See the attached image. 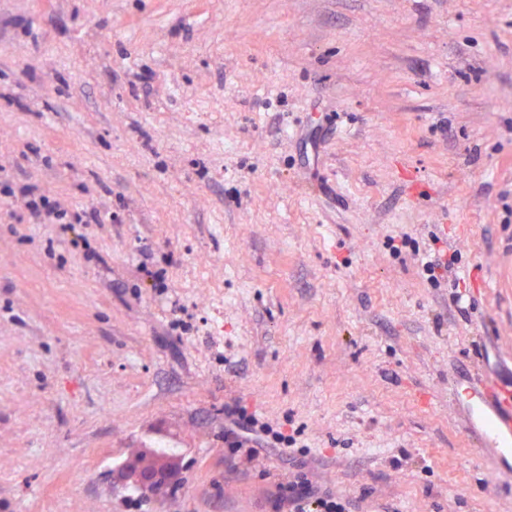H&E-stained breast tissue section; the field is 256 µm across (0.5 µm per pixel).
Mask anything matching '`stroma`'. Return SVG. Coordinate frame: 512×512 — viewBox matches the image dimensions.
<instances>
[{
    "label": "stroma",
    "instance_id": "stroma-1",
    "mask_svg": "<svg viewBox=\"0 0 512 512\" xmlns=\"http://www.w3.org/2000/svg\"><path fill=\"white\" fill-rule=\"evenodd\" d=\"M6 186L0 512H273L298 458L357 512H512L449 396L512 390V0H0ZM235 400L287 443L226 462ZM145 448L159 500L112 479ZM21 192L24 198H27L25 206L29 218L33 220L32 224H99L101 222L100 211L96 208H87L82 210V213L71 217L68 209L58 200L46 193L38 192L36 187L26 186ZM459 255L460 251L458 252V250H454L452 253L448 254L447 251L438 249L437 254L434 253V260L426 261L422 267L423 271L426 272L433 281H439L438 277L435 276L436 270L441 271V278H443L444 275L452 277V287L455 288L454 295L452 296V303L457 307L458 312L467 319L469 315L467 307L459 305L465 296V294H462V291L459 290L461 280L454 276L455 268L460 262Z\"/></svg>",
    "mask_w": 512,
    "mask_h": 512
}]
</instances>
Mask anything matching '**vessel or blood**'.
I'll return each instance as SVG.
<instances>
[{"label": "vessel or blood", "instance_id": "1", "mask_svg": "<svg viewBox=\"0 0 512 512\" xmlns=\"http://www.w3.org/2000/svg\"><path fill=\"white\" fill-rule=\"evenodd\" d=\"M457 396L467 403L468 420L481 445L498 461L512 460V395L485 380Z\"/></svg>", "mask_w": 512, "mask_h": 512}]
</instances>
